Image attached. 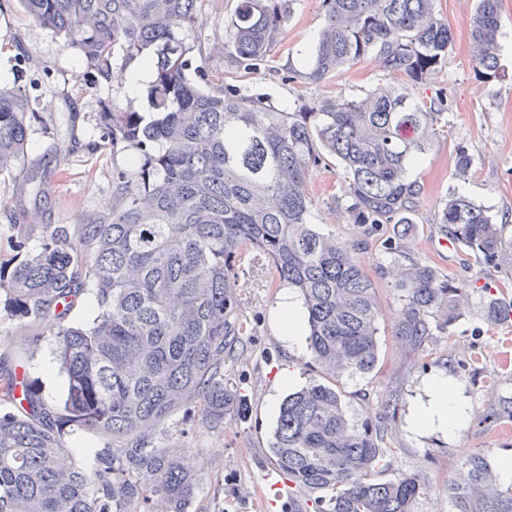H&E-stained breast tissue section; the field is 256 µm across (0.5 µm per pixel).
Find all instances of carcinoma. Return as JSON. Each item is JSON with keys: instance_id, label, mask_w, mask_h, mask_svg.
Returning <instances> with one entry per match:
<instances>
[{"instance_id": "carcinoma-1", "label": "carcinoma", "mask_w": 512, "mask_h": 512, "mask_svg": "<svg viewBox=\"0 0 512 512\" xmlns=\"http://www.w3.org/2000/svg\"><path fill=\"white\" fill-rule=\"evenodd\" d=\"M25 13L76 51L106 83L138 61L152 71L148 110L117 100L100 113L112 147V196L77 229L43 225L34 253L12 244L0 273L17 315L56 338L68 379L51 404L0 353V512H189L197 476L188 448L159 446L177 411L205 430L224 423L234 396L224 364L246 329L236 271L243 251L262 254L279 282L297 290L307 342L323 381L282 401L268 454L317 512H415L425 479L389 468L384 431L347 415L344 374L378 362L377 288L358 257L387 224H413L423 187L407 171L440 137L449 100H417L394 85L361 96L324 97L313 112H287L233 85L209 89L195 42L197 0H18ZM436 0H322L325 24L307 79L321 82L368 57L418 83L448 59L452 32ZM293 0H238L224 53L245 75L279 45ZM475 70L503 71L499 0H476L466 21ZM36 118L26 90H0V172L24 154ZM127 157L128 164L117 162ZM334 157L344 170L340 209L361 236L324 233L311 222V167ZM438 223L448 239L512 274V237L484 207L452 192ZM400 295L395 336L419 347L452 332L469 307L467 289L420 261L379 267ZM92 290L88 325L71 311ZM512 300L487 294L494 323ZM104 439L85 467L66 450L69 429ZM451 512H512L503 483L475 452L442 490Z\"/></svg>"}]
</instances>
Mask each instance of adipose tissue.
<instances>
[{
    "mask_svg": "<svg viewBox=\"0 0 512 512\" xmlns=\"http://www.w3.org/2000/svg\"><path fill=\"white\" fill-rule=\"evenodd\" d=\"M275 316L283 341L289 346L301 347L304 341L303 311L290 289L280 291L275 304ZM426 387L428 398L414 407L411 429L422 432L436 427L454 433L463 416V404L456 390L442 378L429 379Z\"/></svg>",
    "mask_w": 512,
    "mask_h": 512,
    "instance_id": "obj_1",
    "label": "adipose tissue"
}]
</instances>
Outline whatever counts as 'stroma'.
Masks as SVG:
<instances>
[{
  "label": "stroma",
  "instance_id": "1",
  "mask_svg": "<svg viewBox=\"0 0 512 512\" xmlns=\"http://www.w3.org/2000/svg\"><path fill=\"white\" fill-rule=\"evenodd\" d=\"M476 0H437L436 7L453 32L445 65L422 83L408 84L415 97L443 95L452 102L444 114L445 133L410 170L424 186L417 222L411 228V258L428 263L454 279L472 285L473 301H481V286L503 290L512 297V279L499 269L479 262L461 246L444 248L436 215L442 199L456 190L487 207L497 223L512 233V0H500L501 59L503 76H478L473 46L465 21ZM236 0H198L197 20L190 39L202 49L208 81L241 86L279 109L313 111L327 95L354 96L379 84L400 83L399 75L369 58L320 83L305 79L308 54L324 25L320 0H294L291 19L266 69L247 77L229 66L223 52L225 25ZM24 47L31 66L15 71L13 57ZM22 81L37 114L30 126L24 157L10 172L0 174V264L13 253L12 241L35 251L45 224L73 227L88 223L112 192V151L91 154L73 150L99 128L105 104L119 101L137 111L145 98L129 99L123 86L100 82L60 38L34 22L18 0L0 12V88ZM471 158L466 177L455 172L457 149ZM45 176V193L33 200L23 182L26 172ZM343 172L334 158L311 168L308 191L313 201L312 221L321 231L357 234L347 223L337 199L343 193ZM393 225L360 252L361 265L377 288L380 304L379 359L368 374L343 377L346 406L357 419H369L387 435L390 474L417 473L433 489L421 498L416 512H449L447 500L436 497L461 462L482 450L490 463L512 458V421L488 418L503 397H512V363L501 355L512 345V321L487 322L472 309L453 328L452 336L439 335L421 347L399 345L394 336L398 292L378 277L379 266L391 263L385 242ZM240 313L251 332L243 337V352L226 364L224 384L239 409H228L218 430L203 432L192 415L178 412L158 436L160 443L194 449L192 463L199 475L192 512H287V496L268 484L273 465L267 446L279 406L289 388L283 380L294 375L297 386L319 379L309 349H291L282 342L272 316L277 289L271 286L270 267L263 255L251 252L238 266ZM29 334L16 316L5 292L0 291V343L8 346L19 374L25 375L46 401L60 402L67 379L56 359L54 336L43 334L36 351L26 348ZM434 375L447 376L468 402L467 415L453 435L429 431L420 435L409 428V416L424 400V382ZM397 405L396 416L381 410L382 401Z\"/></svg>",
  "mask_w": 512,
  "mask_h": 512
}]
</instances>
